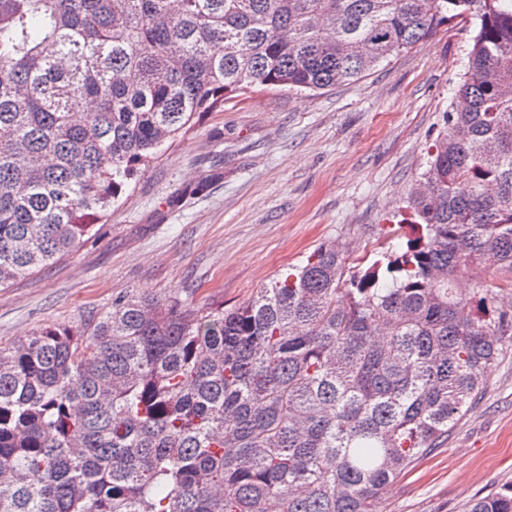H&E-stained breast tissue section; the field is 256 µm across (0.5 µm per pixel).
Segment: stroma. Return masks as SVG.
<instances>
[{"label": "stroma", "mask_w": 512, "mask_h": 512, "mask_svg": "<svg viewBox=\"0 0 512 512\" xmlns=\"http://www.w3.org/2000/svg\"><path fill=\"white\" fill-rule=\"evenodd\" d=\"M459 20L364 77L313 96L255 86L208 113L138 176L69 254L0 286V344L79 333L114 298L239 305L328 241L369 253L423 172L467 63ZM207 182L196 192L198 182ZM512 311V272L462 268ZM447 442L385 487L377 512H468L512 484V335Z\"/></svg>", "instance_id": "obj_1"}]
</instances>
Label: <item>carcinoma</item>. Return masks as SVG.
<instances>
[{"label":"carcinoma","mask_w":512,"mask_h":512,"mask_svg":"<svg viewBox=\"0 0 512 512\" xmlns=\"http://www.w3.org/2000/svg\"><path fill=\"white\" fill-rule=\"evenodd\" d=\"M460 18L468 63L409 216L246 303L129 294L0 346V512H376L512 332V0H0V285L72 251L162 147L252 86L355 81ZM469 512H512V484ZM480 275L484 288L489 289V293L496 297L497 309L512 311V288H507V282L512 281V272L498 266H490L481 270Z\"/></svg>","instance_id":"cac0c4a2"}]
</instances>
